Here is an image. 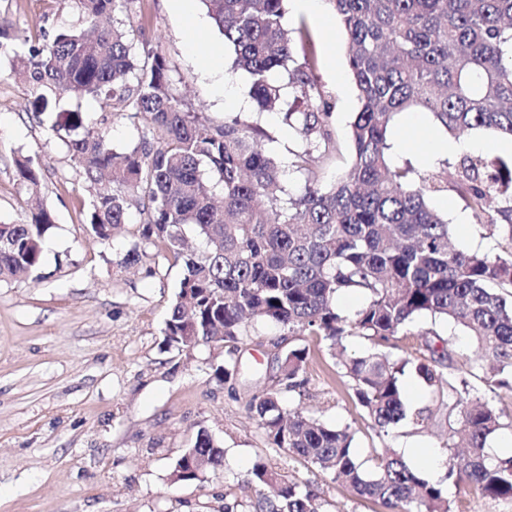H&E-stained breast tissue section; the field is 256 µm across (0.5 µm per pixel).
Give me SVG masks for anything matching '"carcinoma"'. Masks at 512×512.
I'll use <instances>...</instances> for the list:
<instances>
[{
  "instance_id": "cac0c4a2",
  "label": "carcinoma",
  "mask_w": 512,
  "mask_h": 512,
  "mask_svg": "<svg viewBox=\"0 0 512 512\" xmlns=\"http://www.w3.org/2000/svg\"><path fill=\"white\" fill-rule=\"evenodd\" d=\"M120 1L134 2L82 0L90 33L60 32L47 47L15 58L43 111L70 93L151 124L152 136L123 154L82 112L60 113L55 127L75 132L68 151L95 189L90 231L109 239L129 220L134 197L147 214L141 238L183 261L163 329L166 348L224 345V363L213 372L225 383L238 374V343L254 319L291 336H316L331 350L347 336L375 343L405 336L423 316L451 321L477 346L478 359L466 372L449 363L447 347L430 341L397 359L372 352L338 362L380 439L406 420L420 430L434 413H446L466 455L448 462L441 481L423 478L387 445L364 467L349 427L283 411L277 389L254 394L249 412L271 447L345 480L390 512H451L446 481L512 499V456L486 463L487 439L503 423L480 390L512 394V164L464 154L450 186L440 171L421 175L408 162H394L388 142L394 118L411 109L430 113L451 135L512 137V0H328L347 36L360 103L350 123V169L331 184L323 171L341 144L306 25L299 27V58L284 0H202L232 51L231 71L249 75L257 107L273 112L292 98L281 115L301 143L288 158L304 176L296 192L265 148L269 135L258 123L237 114L216 124L186 109L169 91L163 56L153 50L135 56L126 32L101 23ZM449 186L502 239L501 254L454 245L447 217L430 205L431 195ZM52 225L38 201L30 222L0 224V281L39 266ZM187 226L202 251H184ZM343 292L364 296L365 305L341 314L335 302ZM308 361L307 348H288L279 360V385L302 388ZM407 373L431 396V404L412 412L402 381ZM191 454L217 464L223 451L207 432L198 433L174 465L179 482L213 471L191 466ZM247 484L256 488L248 512H323L316 491L264 462L253 466Z\"/></svg>"
}]
</instances>
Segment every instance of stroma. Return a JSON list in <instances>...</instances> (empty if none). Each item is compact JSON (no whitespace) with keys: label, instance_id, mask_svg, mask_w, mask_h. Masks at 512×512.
<instances>
[{"label":"stroma","instance_id":"1","mask_svg":"<svg viewBox=\"0 0 512 512\" xmlns=\"http://www.w3.org/2000/svg\"><path fill=\"white\" fill-rule=\"evenodd\" d=\"M191 8L199 20L194 27L171 11L168 0L117 6L111 22L128 31L135 49L147 46L164 57L170 90L190 110L220 123L232 107L215 94L199 56L227 58L231 52L201 0H191ZM0 19L33 46L85 26L80 0H0ZM308 28L315 72L332 94L333 128L344 144L359 108L345 35L338 24L329 29L312 22ZM14 65L13 56L0 57V222H26L36 195L54 226L40 268L0 281V512H224L228 500L253 497L246 478L260 460L316 489L324 512H386L332 475L271 447L251 419L252 394L279 389L277 358L291 346L309 350L308 382L292 393L279 390L284 409L350 426L361 459L384 443L405 455L434 448L451 456L452 431L441 413L424 431L402 425L379 439L336 358L316 337L252 321L239 373L226 383L213 379L211 369L223 362V348L166 350L161 330L185 273L182 261L163 246L141 244L144 217L137 212L109 240L90 234L86 218L94 189L72 161L63 134L52 131V115L34 111ZM230 84L242 99L240 112L258 115L271 136L270 149L288 159L300 143L280 114L257 113L245 73ZM445 136L420 110L398 115L389 131L396 160H410L423 173L457 162V155L424 151L429 139ZM23 159L39 176L37 188L18 174ZM430 203L447 216L459 248L499 253V237L475 223L455 191L435 193ZM135 245L140 262L122 267ZM414 330V336L396 339L397 350L420 344L421 334L433 331L448 341L455 364L477 357L472 340L453 324L427 316ZM202 431L223 449L221 468L200 482H172L175 462ZM446 490L452 512H512L510 499L484 497L463 484H447Z\"/></svg>","mask_w":512,"mask_h":512}]
</instances>
